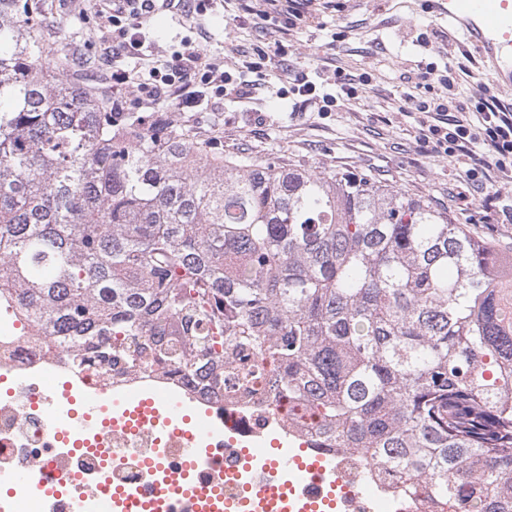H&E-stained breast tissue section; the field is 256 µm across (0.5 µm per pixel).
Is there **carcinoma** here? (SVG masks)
<instances>
[{
  "label": "carcinoma",
  "mask_w": 512,
  "mask_h": 512,
  "mask_svg": "<svg viewBox=\"0 0 512 512\" xmlns=\"http://www.w3.org/2000/svg\"><path fill=\"white\" fill-rule=\"evenodd\" d=\"M0 0V299L76 368L262 384L438 512H512V256L367 175L118 117Z\"/></svg>",
  "instance_id": "1"
}]
</instances>
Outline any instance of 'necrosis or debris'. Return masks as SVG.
<instances>
[{
  "label": "necrosis or debris",
  "instance_id": "obj_1",
  "mask_svg": "<svg viewBox=\"0 0 512 512\" xmlns=\"http://www.w3.org/2000/svg\"><path fill=\"white\" fill-rule=\"evenodd\" d=\"M134 390L175 395L198 421L210 411L223 413L224 435L218 442L223 464L211 466V442L198 439L195 475L222 482L227 495L244 486L259 490L271 479L265 458L243 464L244 449L276 440L315 450L316 433L307 419L290 421L287 406L266 392L229 384L204 389L182 374L79 370L67 361L52 323L35 325L14 306H0V484L6 488L0 512H14L20 502L30 503L29 512H72L73 477L91 490L84 512H114L116 505L106 495L117 488L136 490L141 499L150 500L162 468L176 466L182 448L166 438L163 421L150 415L140 430L114 428L111 397ZM93 398L99 405L86 435L90 449L77 452L55 441L56 428L80 424L84 404ZM101 442L107 444L108 456L95 451ZM155 456L160 466H149L148 458ZM326 456L345 476L331 512H428L423 500L399 494L397 473L377 471L364 455L345 448L330 449ZM16 473L27 474V482H12Z\"/></svg>",
  "mask_w": 512,
  "mask_h": 512
}]
</instances>
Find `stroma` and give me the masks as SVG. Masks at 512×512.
<instances>
[{
	"label": "stroma",
	"mask_w": 512,
	"mask_h": 512,
	"mask_svg": "<svg viewBox=\"0 0 512 512\" xmlns=\"http://www.w3.org/2000/svg\"><path fill=\"white\" fill-rule=\"evenodd\" d=\"M48 7L44 29L51 50L49 67L94 96L112 70V28L91 0H42ZM148 55L165 61L188 33L170 13L148 15ZM201 47L234 77L250 79L242 67L254 47L277 39L275 26H255L249 15H238L235 0L214 4L202 22ZM427 42H420V34ZM287 58L316 81H332L335 64L351 73L368 72L372 81L365 97L331 113L292 111L280 97V83H268L253 98L240 102L201 100L195 111H162L188 122L202 136L220 142L225 154H250L280 164L313 170L351 171L370 175L393 190L448 212L457 223L512 254V181L498 185L497 209L486 211L481 195L464 179V162L423 152L418 122L406 113L401 77L418 62L437 65L467 60L475 74L485 62L463 36H449L448 19L422 10L419 0H332L318 20L301 25L284 42ZM266 123L257 124L258 115Z\"/></svg>",
	"instance_id": "35a3bbf8"
}]
</instances>
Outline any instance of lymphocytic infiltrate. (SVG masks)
I'll use <instances>...</instances> for the list:
<instances>
[{"instance_id": "obj_1", "label": "lymphocytic infiltrate", "mask_w": 512, "mask_h": 512, "mask_svg": "<svg viewBox=\"0 0 512 512\" xmlns=\"http://www.w3.org/2000/svg\"><path fill=\"white\" fill-rule=\"evenodd\" d=\"M211 0H112V10L106 18L112 26V54L139 59L133 68L115 67L109 77L112 89V109L122 113L129 110L152 112L162 102L176 100L182 112L192 111L198 105L199 92H207L219 99L249 98L254 83L235 81L210 58L193 39H184L170 60L162 63H143L146 34L145 15L156 6L179 12L186 22L205 15ZM262 7H254L249 0H238L240 9L253 15L263 24L271 15L283 17L279 29L288 34L307 19L306 8L313 0H262ZM280 39L255 47L247 67L265 76L268 65L284 54ZM285 94L293 98L297 112L313 111L321 115L344 107L350 100L361 99L371 82L369 73L352 75L335 70L333 87L325 91L312 81L307 72L282 65ZM475 74L465 64L447 66L438 72L434 64L419 67L414 85L404 97L414 112L423 114L419 141L424 152L452 158H469L470 167L465 176L486 201H493L499 178L512 173V109L501 104L493 94L490 83H482L478 94L459 99L458 90L474 79ZM437 79L441 90L425 95L429 79Z\"/></svg>"}]
</instances>
